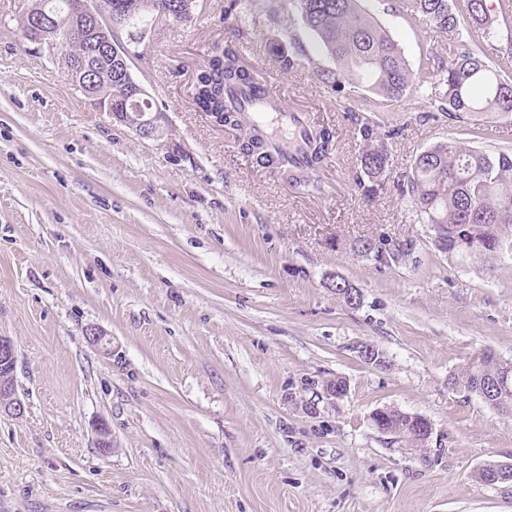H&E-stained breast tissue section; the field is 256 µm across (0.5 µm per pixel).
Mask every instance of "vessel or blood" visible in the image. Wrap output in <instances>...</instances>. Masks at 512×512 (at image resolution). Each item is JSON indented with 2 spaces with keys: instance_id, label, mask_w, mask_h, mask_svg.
Segmentation results:
<instances>
[{
  "instance_id": "b4317fda",
  "label": "vessel or blood",
  "mask_w": 512,
  "mask_h": 512,
  "mask_svg": "<svg viewBox=\"0 0 512 512\" xmlns=\"http://www.w3.org/2000/svg\"><path fill=\"white\" fill-rule=\"evenodd\" d=\"M231 104L241 108L254 126L271 138L285 163L303 164L307 153V118L303 112L288 109L274 81L229 92Z\"/></svg>"
}]
</instances>
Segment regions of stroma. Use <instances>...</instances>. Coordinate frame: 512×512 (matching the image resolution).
I'll list each match as a JSON object with an SVG mask.
<instances>
[{
    "label": "stroma",
    "mask_w": 512,
    "mask_h": 512,
    "mask_svg": "<svg viewBox=\"0 0 512 512\" xmlns=\"http://www.w3.org/2000/svg\"><path fill=\"white\" fill-rule=\"evenodd\" d=\"M225 3L119 28L168 118L152 141L68 82L64 49L24 36L29 0H0V335L24 405L0 412V512H512V483L476 479L512 462V417L448 384L480 353L512 360V262L448 259L394 187L364 200L351 113H372L395 173L451 137L512 151V115L453 117L424 93L382 108L363 88L344 106L288 0ZM361 6L411 64L448 43L399 0ZM230 40L331 128L322 193L257 167L197 107L196 73ZM379 236L386 259L357 251ZM336 378L348 392L327 399ZM380 408L425 418L427 446L380 433Z\"/></svg>",
    "instance_id": "obj_1"
}]
</instances>
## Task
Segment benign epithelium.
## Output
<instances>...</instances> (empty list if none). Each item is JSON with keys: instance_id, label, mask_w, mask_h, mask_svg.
<instances>
[{"instance_id": "obj_1", "label": "benign epithelium", "mask_w": 512, "mask_h": 512, "mask_svg": "<svg viewBox=\"0 0 512 512\" xmlns=\"http://www.w3.org/2000/svg\"><path fill=\"white\" fill-rule=\"evenodd\" d=\"M72 12L82 17L81 25L71 23L69 16H53L34 6L29 10L28 38L50 50L66 47V44L86 43L84 57L65 61L67 76L78 91L97 109L112 115V120L148 140L163 139L166 115L159 109L149 113L133 112L127 108L128 100H149L147 91L131 74L132 54L116 37L117 25L112 17L98 11L96 0H72ZM109 59L123 66L125 81L123 101L114 104L112 95L95 89L93 73L97 65ZM14 345L7 336L0 335V411L12 415L23 412V405L15 397L12 372Z\"/></svg>"}]
</instances>
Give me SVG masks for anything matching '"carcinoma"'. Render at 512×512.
I'll return each mask as SVG.
<instances>
[{
	"label": "carcinoma",
	"instance_id": "obj_1",
	"mask_svg": "<svg viewBox=\"0 0 512 512\" xmlns=\"http://www.w3.org/2000/svg\"><path fill=\"white\" fill-rule=\"evenodd\" d=\"M99 10L114 14L128 8L123 23L150 15L151 0H97ZM302 24L316 37L322 51L336 64L317 72L318 79L336 95L351 101L353 89L364 84L383 104H395L419 90L431 91L439 112L479 115L512 113V82L489 64L490 51L499 64L512 63V28L501 31L500 17L512 10V0H501L500 11L488 0H464L455 9L449 0H400L412 16L448 36V55L430 51L414 68L399 44L364 11L360 0H289ZM123 74L111 63L100 64L98 78L116 91ZM262 79L259 71L241 66L239 46L231 41L221 54L208 60L197 77L195 102L204 112L240 131L242 153L265 169L283 170L289 182L306 192L320 190L310 170L329 159L332 131L324 126L309 138L307 167L288 166L270 141L247 129L243 112L230 105L226 92L252 87ZM360 138L359 171L355 182L363 198L374 199L384 190L388 152L375 124L349 107ZM396 187L419 213L421 223L435 227V246L450 259L486 263L512 261V153H487L452 137L417 156L410 171L397 176ZM450 384L472 394L494 386L484 403L512 416V361L487 352L469 360L450 378ZM376 428L414 448L425 443L414 436L406 413L389 410Z\"/></svg>",
	"mask_w": 512,
	"mask_h": 512
}]
</instances>
